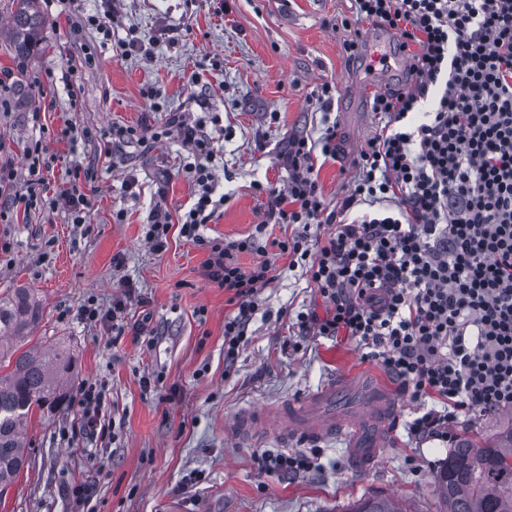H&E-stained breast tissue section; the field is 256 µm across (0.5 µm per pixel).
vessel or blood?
<instances>
[{
	"label": "vessel or blood",
	"mask_w": 512,
	"mask_h": 512,
	"mask_svg": "<svg viewBox=\"0 0 512 512\" xmlns=\"http://www.w3.org/2000/svg\"><path fill=\"white\" fill-rule=\"evenodd\" d=\"M351 385L349 377H334L305 400L281 406L278 417L286 426L290 439L299 438L311 442L334 437L344 439L355 468L363 470L374 462L379 449L388 447L398 401L384 389H372L368 424L364 427L354 421L324 415V407L335 398L337 391Z\"/></svg>",
	"instance_id": "b4317fda"
}]
</instances>
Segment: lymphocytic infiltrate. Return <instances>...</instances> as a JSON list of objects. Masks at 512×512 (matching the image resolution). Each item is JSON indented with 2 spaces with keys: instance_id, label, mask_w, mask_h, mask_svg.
Wrapping results in <instances>:
<instances>
[{
  "instance_id": "1",
  "label": "lymphocytic infiltrate",
  "mask_w": 512,
  "mask_h": 512,
  "mask_svg": "<svg viewBox=\"0 0 512 512\" xmlns=\"http://www.w3.org/2000/svg\"><path fill=\"white\" fill-rule=\"evenodd\" d=\"M354 19L399 34L400 50L417 44L407 90L373 99L385 121L361 148L353 191L330 208L318 185L317 159H335V125L319 138L289 136L276 154L284 188L266 187L269 224H300L281 252L306 261L323 310L297 317L301 335L349 337L365 358L398 381L414 405L404 428L412 441L453 445L466 423L512 411V0H353ZM429 111H420L421 101ZM166 114L191 157L196 200L180 216L159 204L146 239L162 250L172 224L206 242L208 278L228 294L224 358L248 342L259 294L273 265L255 238L204 240L218 203L214 142L203 120ZM27 175L17 189L10 162L0 161V222L13 209L64 204L87 223L89 201L77 180L48 193L55 160L42 140L25 149ZM333 225L321 245L307 232ZM260 254L250 269L238 258Z\"/></svg>"
}]
</instances>
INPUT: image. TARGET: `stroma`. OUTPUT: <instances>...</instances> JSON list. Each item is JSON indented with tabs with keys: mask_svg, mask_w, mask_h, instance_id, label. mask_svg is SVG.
Masks as SVG:
<instances>
[{
	"mask_svg": "<svg viewBox=\"0 0 512 512\" xmlns=\"http://www.w3.org/2000/svg\"><path fill=\"white\" fill-rule=\"evenodd\" d=\"M218 14L213 0H39L45 25L38 48L18 61L9 40L15 0H0V70L14 74L10 105L0 110V155L25 176L23 147L42 139L57 156L47 175L58 188L74 172L92 171L81 184L91 209L85 224L71 223L60 207L15 215L0 223V295L33 289L43 317L28 346L70 347L73 376L67 398L53 408L33 409L26 426L30 460L0 493V512H73L63 487L72 480L92 488L85 512H347L360 498L382 496L403 512H442L435 462L448 449L432 441L416 445L404 431L368 471L352 469L339 442L287 441L272 409L315 391L329 377L348 374L376 382L391 393L399 386L375 362L364 359L355 341L299 335L296 317L320 303L305 265L281 252L277 241L295 237L297 224H271L266 255L275 279L261 293L248 327L249 342L233 365L224 363V318L228 295L204 275L206 246L186 241L171 228L165 250L147 243L148 216L165 188L171 211L187 204L194 185L182 171L186 152L168 136L140 147L124 143L105 154L113 132L165 116L146 112L142 88L160 90L166 109L198 112V98L218 113L207 125L217 157L216 192L224 205L202 230L204 238L236 240L254 234L266 198L256 182L282 186L273 149L288 135L319 137L320 113L306 103L319 82L335 84L332 112L336 141L344 152L318 171L321 192L336 204L357 180L360 146L380 119L372 97L363 95L374 72L390 68L387 89L405 84L401 53L393 33L360 22L364 36L385 39L366 46L362 58L347 62L341 44L349 38L340 21L352 0H228ZM110 15L112 37L88 26L92 15ZM153 46L151 56L132 51L117 57L115 40L128 32ZM201 80L189 86L197 64ZM42 108L41 127L28 114ZM277 111V123L265 115ZM84 130L77 143L63 137L65 125ZM135 179L134 192L125 189ZM123 223H115L117 211ZM255 235V234H254ZM132 285L129 318L144 321L140 338L118 333L111 322L86 321L81 309L94 299L109 310ZM154 380V389L142 386ZM87 382L102 390V433L75 432V404ZM247 411L268 413L247 441L232 428ZM317 452L315 468L281 475L261 470L262 452Z\"/></svg>",
	"mask_w": 512,
	"mask_h": 512,
	"instance_id": "stroma-1",
	"label": "stroma"
}]
</instances>
